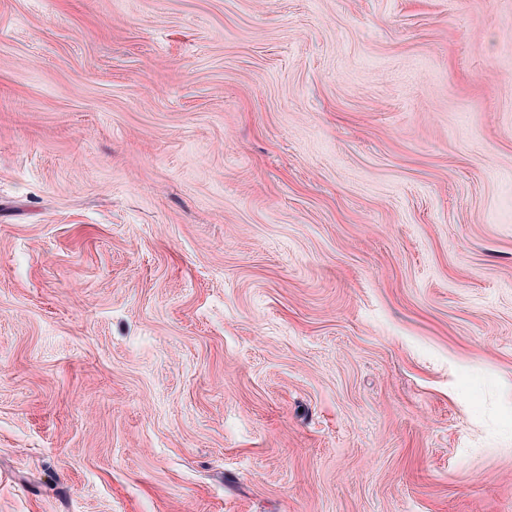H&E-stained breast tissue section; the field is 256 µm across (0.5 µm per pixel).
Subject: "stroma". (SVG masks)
I'll return each instance as SVG.
<instances>
[{
    "label": "stroma",
    "instance_id": "35a3bbf8",
    "mask_svg": "<svg viewBox=\"0 0 512 512\" xmlns=\"http://www.w3.org/2000/svg\"><path fill=\"white\" fill-rule=\"evenodd\" d=\"M0 512H512V0H0Z\"/></svg>",
    "mask_w": 512,
    "mask_h": 512
}]
</instances>
